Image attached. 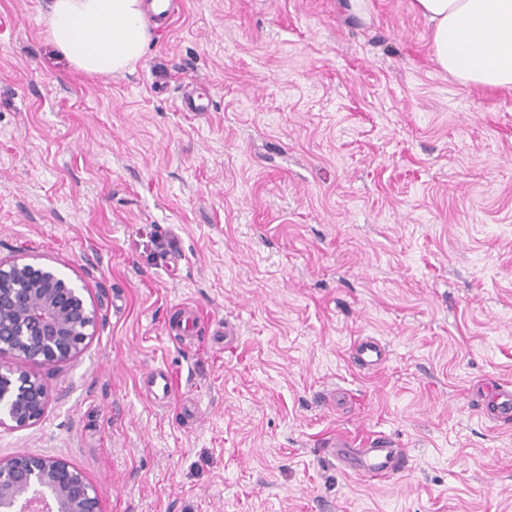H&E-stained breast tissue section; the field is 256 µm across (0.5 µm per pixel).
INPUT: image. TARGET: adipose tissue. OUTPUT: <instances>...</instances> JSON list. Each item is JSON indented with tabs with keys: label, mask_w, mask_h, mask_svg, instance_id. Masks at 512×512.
<instances>
[{
	"label": "adipose tissue",
	"mask_w": 512,
	"mask_h": 512,
	"mask_svg": "<svg viewBox=\"0 0 512 512\" xmlns=\"http://www.w3.org/2000/svg\"><path fill=\"white\" fill-rule=\"evenodd\" d=\"M432 28L434 62L466 86L512 90V0H411ZM49 40L79 71L109 76L143 56V0H50Z\"/></svg>",
	"instance_id": "ef3b65f1"
}]
</instances>
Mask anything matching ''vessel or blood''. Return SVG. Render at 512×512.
Returning <instances> with one entry per match:
<instances>
[{
  "label": "vessel or blood",
  "instance_id": "obj_1",
  "mask_svg": "<svg viewBox=\"0 0 512 512\" xmlns=\"http://www.w3.org/2000/svg\"><path fill=\"white\" fill-rule=\"evenodd\" d=\"M350 356L364 369H376L384 364L386 352L381 343L370 336L354 342ZM147 393L156 400H168L173 385L168 373L154 370L144 379ZM476 411L494 422L512 421V387L496 384L483 389L475 404ZM332 457L346 470L363 476H393L409 469V459L400 442L392 435L378 433L364 441L340 435L329 442Z\"/></svg>",
  "mask_w": 512,
  "mask_h": 512
}]
</instances>
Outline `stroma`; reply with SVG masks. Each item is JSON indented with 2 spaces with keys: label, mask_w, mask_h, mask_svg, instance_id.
Instances as JSON below:
<instances>
[{
  "label": "stroma",
  "mask_w": 512,
  "mask_h": 512,
  "mask_svg": "<svg viewBox=\"0 0 512 512\" xmlns=\"http://www.w3.org/2000/svg\"><path fill=\"white\" fill-rule=\"evenodd\" d=\"M48 2L0 0V261L98 321L0 457L66 461L103 512H512V426L472 401L512 383V92L431 62L410 0H184L108 77L49 42ZM189 81L210 111H176ZM377 431L408 473L324 451ZM350 356L363 369H377L384 364L386 352L377 339L364 336L354 342ZM147 394L154 400H168L173 392V385L168 373L161 370H152L144 378Z\"/></svg>",
  "instance_id": "stroma-1"
}]
</instances>
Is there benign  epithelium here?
<instances>
[{
    "label": "benign epithelium",
    "instance_id": "benign-epithelium-1",
    "mask_svg": "<svg viewBox=\"0 0 512 512\" xmlns=\"http://www.w3.org/2000/svg\"><path fill=\"white\" fill-rule=\"evenodd\" d=\"M97 326L82 289L47 268L0 262V427L35 424L51 401L46 367L75 358ZM0 512H102L94 485L65 461L0 458Z\"/></svg>",
    "mask_w": 512,
    "mask_h": 512
}]
</instances>
